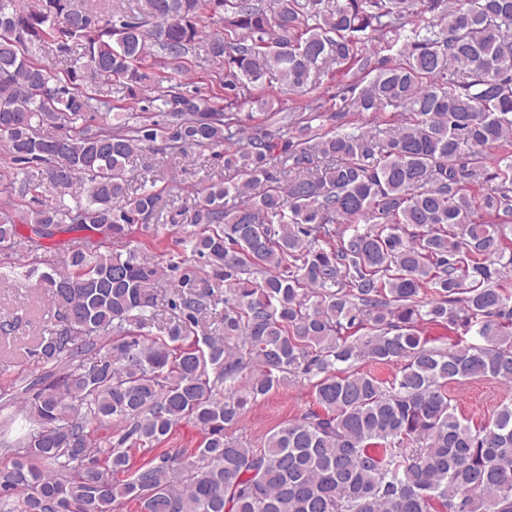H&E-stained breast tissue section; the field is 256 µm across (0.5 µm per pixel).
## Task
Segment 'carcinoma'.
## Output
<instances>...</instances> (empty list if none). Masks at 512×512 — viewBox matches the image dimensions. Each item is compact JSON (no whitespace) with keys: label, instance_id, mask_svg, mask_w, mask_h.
<instances>
[{"label":"carcinoma","instance_id":"carcinoma-1","mask_svg":"<svg viewBox=\"0 0 512 512\" xmlns=\"http://www.w3.org/2000/svg\"><path fill=\"white\" fill-rule=\"evenodd\" d=\"M140 2L105 18L86 0H0L9 153L48 164L62 196L88 181L75 207L32 211L28 234L1 221L0 250L43 249L75 228L107 242L152 221L160 195L129 197L126 161L158 139L222 145L224 169L264 189L234 210L232 181L195 200L193 264L170 265L182 292L164 338L129 329L155 317L158 267L135 251L99 242L43 274L58 324L36 349L48 371L25 385L30 426L0 469V512H512V403L472 425L448 396L465 379L512 383V0ZM199 45L224 69L215 100L176 81ZM75 46L63 76L36 61ZM333 65L353 76L338 109L309 104L283 117L291 134L243 137L250 88L275 74L306 93ZM154 67L174 84L148 96ZM96 79L122 85L126 113L92 94ZM387 106L402 114L396 130L345 129L349 112ZM137 110L164 120L131 125ZM94 112L118 123L77 126ZM321 118L335 129L312 125ZM491 148L503 150L493 164ZM206 266L224 270V309L214 335L192 341ZM427 324L472 341L431 346ZM361 361L399 371L382 380ZM289 376L312 384L317 408L261 448L227 440ZM112 421L127 433L97 447L89 424ZM181 421L204 431L201 447L133 463L131 447Z\"/></svg>","mask_w":512,"mask_h":512}]
</instances>
